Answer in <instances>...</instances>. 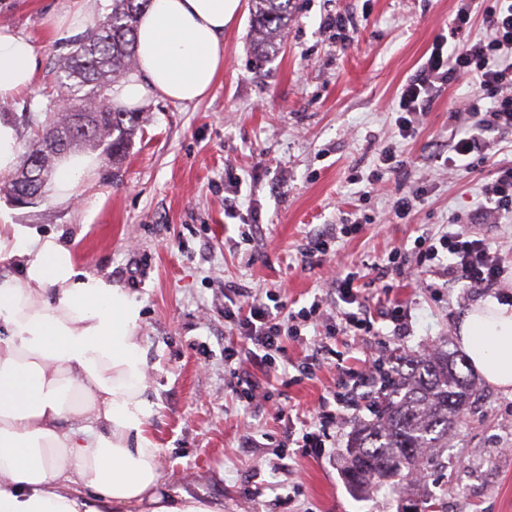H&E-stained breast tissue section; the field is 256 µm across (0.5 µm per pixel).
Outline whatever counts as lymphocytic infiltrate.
Returning <instances> with one entry per match:
<instances>
[{
  "label": "lymphocytic infiltrate",
  "mask_w": 512,
  "mask_h": 512,
  "mask_svg": "<svg viewBox=\"0 0 512 512\" xmlns=\"http://www.w3.org/2000/svg\"><path fill=\"white\" fill-rule=\"evenodd\" d=\"M473 0H459V6L447 35L438 36L428 57L402 86L397 101L396 125L402 138L413 137L419 116L428 111L434 98L451 76L472 80L475 94L466 97L455 114L462 129L448 143L449 163L471 156L485 158L492 137H512V0H496L482 13L485 36L470 35ZM482 202L475 217L481 221L498 220L512 214V165L498 167L491 182L482 185ZM418 258L423 262H447L450 275L461 278L473 288L497 283L502 266L491 255L485 241L462 231H448L439 236H423L418 241ZM359 273L346 271L336 280V294L343 304L339 323L328 327V334L344 329L370 332V315L357 307L354 282ZM318 312L310 305L287 314L281 303L248 301L245 290L231 288L224 303L225 319L233 321L240 338L238 347L225 349L226 362L236 365L259 363L275 367V352L281 351L288 337L301 336ZM382 377L380 365L352 376L353 386L336 390L319 411V430L302 432L297 440L301 448H321L331 440L332 431L345 422L346 411L355 409L357 388L377 382Z\"/></svg>",
  "instance_id": "obj_1"
}]
</instances>
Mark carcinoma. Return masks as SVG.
Wrapping results in <instances>:
<instances>
[{
    "instance_id": "cac0c4a2",
    "label": "carcinoma",
    "mask_w": 512,
    "mask_h": 512,
    "mask_svg": "<svg viewBox=\"0 0 512 512\" xmlns=\"http://www.w3.org/2000/svg\"><path fill=\"white\" fill-rule=\"evenodd\" d=\"M252 28L258 61L267 58L288 26L294 0H253ZM151 0H112L109 13L68 43L69 52L46 93V120L24 146L17 168L0 181V193L18 206L44 196L58 161L73 148L89 144L118 163L139 125V113L120 112L109 103L112 86L133 75L139 15ZM72 101L68 112L54 110V98ZM38 164L26 166L30 158ZM467 361L448 351L424 353L396 366L387 376L391 393L379 416L355 427L350 435L344 478L363 492L374 484L391 483L410 495L416 474L431 467L429 448L448 446V430L475 395Z\"/></svg>"
}]
</instances>
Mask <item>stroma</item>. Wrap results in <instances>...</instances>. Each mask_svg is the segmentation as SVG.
<instances>
[{"label":"stroma","mask_w":512,"mask_h":512,"mask_svg":"<svg viewBox=\"0 0 512 512\" xmlns=\"http://www.w3.org/2000/svg\"><path fill=\"white\" fill-rule=\"evenodd\" d=\"M67 0H0V25L36 44L41 66L30 92L0 104V117L24 128L26 111L44 109L41 90L67 48L49 34L46 14ZM457 0H295L288 29L266 61L255 58L251 8L224 31V74L204 99L180 104L152 98L139 105L140 127L119 166L99 159L75 201L52 196L27 207L0 195V219L58 233L86 271L131 285L142 304L149 368L150 430L163 450L162 487L223 504V512H398L390 487L356 499L342 475L354 424L372 421L386 387L369 389L331 448L302 449L294 438L317 430L320 404L347 371L372 357L386 367L439 345L455 351L457 325L485 295L512 300V215L470 225L480 188L500 165L512 164L501 142L471 166H446L458 127L453 110L474 93L454 79L404 140L395 126L397 93L422 55L447 34ZM354 17L357 31L341 45L326 17ZM393 147L409 166L398 176L379 155ZM412 196L410 216L392 203ZM235 210L225 214L224 201ZM363 219L360 231L335 237L337 225ZM262 230L236 246L242 225ZM473 229L506 270L490 290L449 281L439 266L410 260L401 273L380 276L392 247L413 250L420 235ZM332 233L329 254L304 260L316 234ZM354 267L358 300L378 314L385 298L400 300L410 333L393 335L378 319L366 336L328 335L339 300L329 283ZM276 296L285 311L319 302L315 327L288 339L277 354L288 381L253 365L257 397L243 403L224 350L237 336L224 321V287ZM330 352L313 374L298 375L315 346ZM479 394L448 433L441 463L419 493L447 491L448 512H512V391L479 381ZM256 447H245L247 435Z\"/></svg>","instance_id":"stroma-1"}]
</instances>
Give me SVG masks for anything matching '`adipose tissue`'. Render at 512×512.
<instances>
[{
	"instance_id": "ef3b65f1",
	"label": "adipose tissue",
	"mask_w": 512,
	"mask_h": 512,
	"mask_svg": "<svg viewBox=\"0 0 512 512\" xmlns=\"http://www.w3.org/2000/svg\"><path fill=\"white\" fill-rule=\"evenodd\" d=\"M242 0H152L139 17L138 73L111 102L206 97L224 71V29ZM34 42L0 26V103L30 90ZM97 166L67 156L53 194L71 201ZM0 512H220L188 493H162L163 454L150 429L141 304L129 289L83 270L56 233L0 224ZM469 365L512 390V303L489 295L457 327Z\"/></svg>"
}]
</instances>
